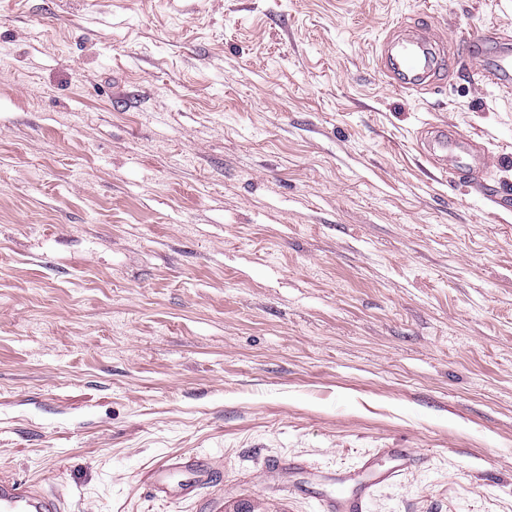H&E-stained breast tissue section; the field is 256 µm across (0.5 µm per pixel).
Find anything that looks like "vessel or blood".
I'll use <instances>...</instances> for the list:
<instances>
[{"mask_svg": "<svg viewBox=\"0 0 512 512\" xmlns=\"http://www.w3.org/2000/svg\"><path fill=\"white\" fill-rule=\"evenodd\" d=\"M447 59L445 46L429 35L402 29L384 37L379 44L378 60L391 86L400 92L432 91L439 86V75ZM470 64L481 82L497 90L512 92V54L487 55L474 52ZM432 159L440 165H451L454 172L471 176L482 172L487 164L484 148L472 139L443 131L427 140ZM193 479L180 486L169 481L168 465H161L146 478L151 495L186 497L196 493L212 478L208 463L196 461ZM368 486H360L350 494L328 497L325 512H365ZM0 512H62L61 501L53 493L38 489L5 473H0Z\"/></svg>", "mask_w": 512, "mask_h": 512, "instance_id": "1", "label": "vessel or blood"}]
</instances>
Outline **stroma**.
I'll return each mask as SVG.
<instances>
[{"mask_svg": "<svg viewBox=\"0 0 512 512\" xmlns=\"http://www.w3.org/2000/svg\"><path fill=\"white\" fill-rule=\"evenodd\" d=\"M423 18L448 82L395 92L376 45ZM493 30L512 0H0V472L321 512L394 446L367 512H512V95L457 40ZM432 159L447 169L448 162L452 170L460 176H472L482 172L487 164L485 149L472 139L459 135L437 131L427 140ZM380 452L393 458L394 460L400 461V464L380 473L377 482L392 480L402 468L408 466L418 459L417 455L413 453L409 448H382ZM191 471L194 474V478L185 482L178 487H174L169 482V465H161L153 470L146 478V485L149 493L153 496L162 497H187L196 493L202 486L206 485L211 478L213 473L208 463L204 460L196 461Z\"/></svg>", "mask_w": 512, "mask_h": 512, "instance_id": "obj_1", "label": "stroma"}]
</instances>
